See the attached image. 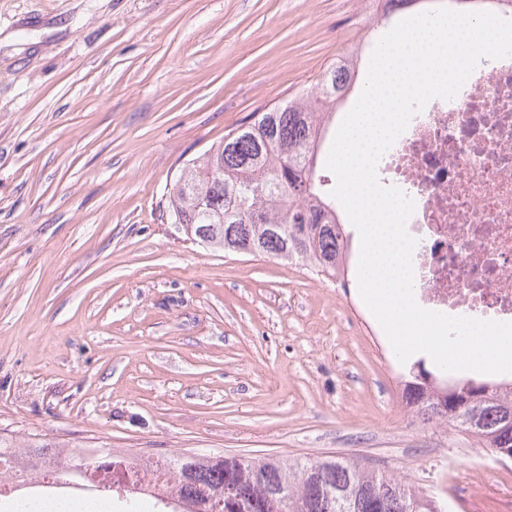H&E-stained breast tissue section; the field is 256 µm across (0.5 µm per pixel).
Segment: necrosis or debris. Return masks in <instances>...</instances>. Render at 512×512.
Masks as SVG:
<instances>
[{
	"instance_id": "obj_1",
	"label": "necrosis or debris",
	"mask_w": 512,
	"mask_h": 512,
	"mask_svg": "<svg viewBox=\"0 0 512 512\" xmlns=\"http://www.w3.org/2000/svg\"><path fill=\"white\" fill-rule=\"evenodd\" d=\"M413 199L422 307L512 322V58L482 60L416 114L377 166Z\"/></svg>"
}]
</instances>
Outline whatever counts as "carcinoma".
I'll list each match as a JSON object with an SVG mask.
<instances>
[{"instance_id":"1","label":"carcinoma","mask_w":512,"mask_h":512,"mask_svg":"<svg viewBox=\"0 0 512 512\" xmlns=\"http://www.w3.org/2000/svg\"><path fill=\"white\" fill-rule=\"evenodd\" d=\"M358 49L336 60L315 88H304L283 103L258 112L224 135L212 154L185 167L184 182L169 190L168 219L190 241L212 230L210 246L235 253H262L306 263L335 277L347 262V237L336 206L313 170L322 132L350 88ZM467 399V418L453 410L456 396ZM407 405L426 420H442L474 435L498 457L512 451V382L488 385L469 380L441 402L425 373L409 372ZM24 448L34 460L66 442L34 434L18 443L0 434V455ZM102 446L72 455L57 481L79 485L70 474L77 463L95 469L110 461L136 469L150 459H107ZM173 482L171 495L152 504L154 512H437L434 498L402 481L361 470L343 457L283 462L222 455L181 453L156 460Z\"/></svg>"}]
</instances>
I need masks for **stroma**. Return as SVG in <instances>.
Here are the masks:
<instances>
[{"mask_svg": "<svg viewBox=\"0 0 512 512\" xmlns=\"http://www.w3.org/2000/svg\"><path fill=\"white\" fill-rule=\"evenodd\" d=\"M358 0H0V433L138 457L340 456L444 512L512 461L424 421L355 275L203 248L179 169L394 25ZM454 458L464 501L442 472Z\"/></svg>", "mask_w": 512, "mask_h": 512, "instance_id": "stroma-1", "label": "stroma"}]
</instances>
